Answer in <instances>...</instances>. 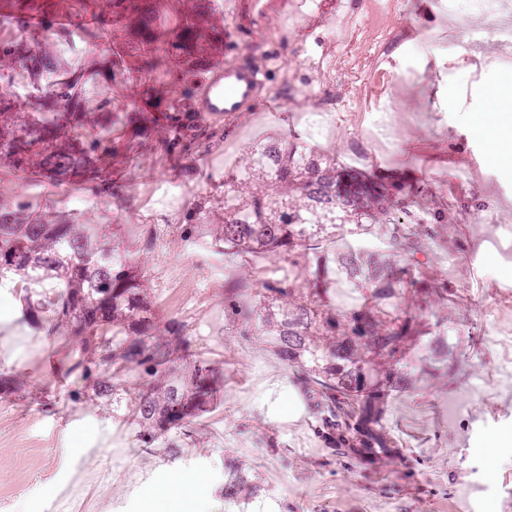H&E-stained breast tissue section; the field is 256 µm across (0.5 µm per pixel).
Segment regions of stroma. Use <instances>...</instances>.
I'll return each mask as SVG.
<instances>
[{
    "label": "stroma",
    "mask_w": 512,
    "mask_h": 512,
    "mask_svg": "<svg viewBox=\"0 0 512 512\" xmlns=\"http://www.w3.org/2000/svg\"><path fill=\"white\" fill-rule=\"evenodd\" d=\"M147 4L161 32L182 27L199 10V0ZM450 24L448 0H342L329 27L312 15L257 20L240 29L237 40L252 45L264 67L262 100L238 119L217 121L218 136L195 143L189 154L119 150L111 160L118 193L110 198L86 182L43 180L32 187L24 174L0 176V199L87 225L114 247L123 263L139 270L159 320L181 322L193 350L223 378L215 410L194 422L191 436L175 434L178 455L146 446L126 407L115 409L90 395L70 399L56 368L66 347L53 337L36 343L19 300L1 292L0 372L17 383L0 391V512H54L60 488L93 461L98 432L107 423L125 470L94 491L101 512H150L157 490L176 469L205 477L195 512H453L473 486L480 489L476 512H500L501 502L512 498V483L503 481L512 476V377L497 370L500 340L512 336V297L501 294L512 277H504L491 258L473 265L469 257L512 226V169L498 167L489 155L476 171L454 163L476 138L488 93L506 72L453 66L459 46L446 38ZM107 39L124 56L123 78H106L97 41L64 30L52 51L65 64L45 72L40 84L111 102L116 112L129 104L131 91L152 87L160 110L168 111L175 84L162 70L139 71L127 20H113ZM308 47L325 55L330 77L321 87L324 97L346 100V111H322L315 100L292 105L291 93L304 76L282 60ZM408 68L418 72L416 81H402ZM0 73L13 82L18 111H37L40 84L11 62L0 65ZM384 101L397 105L400 133L392 146L351 136L360 115ZM266 124L278 137L329 157L336 169H354L366 179L378 168L399 171L405 187H426L408 206L424 219L411 227L419 245L414 271L448 283L447 299L432 305L428 318L451 330L454 362L446 372L421 351L410 356L407 370L415 385L383 399L384 424L395 443L386 467L352 449L328 447L262 320L242 323L224 314L226 279L249 282L252 290L243 301L254 307L264 283L284 285L294 273L287 260L256 266L210 244L211 230L224 220V191L237 174L232 163L258 144L256 131ZM160 176L184 187L186 197L154 191ZM74 196L93 199L94 208L74 211ZM171 221L195 224L198 245H163L161 230ZM494 300L500 312L492 321L484 305ZM463 394L471 409L449 417V401ZM228 457L238 460L250 481L233 502L223 492Z\"/></svg>",
    "instance_id": "35a3bbf8"
}]
</instances>
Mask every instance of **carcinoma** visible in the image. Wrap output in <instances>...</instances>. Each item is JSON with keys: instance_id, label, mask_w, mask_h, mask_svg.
<instances>
[{"instance_id": "1", "label": "carcinoma", "mask_w": 512, "mask_h": 512, "mask_svg": "<svg viewBox=\"0 0 512 512\" xmlns=\"http://www.w3.org/2000/svg\"><path fill=\"white\" fill-rule=\"evenodd\" d=\"M93 0H72L76 15L90 14L105 27ZM17 12L31 18L48 12L34 0H10ZM0 54L19 59L32 74L57 68L61 60L48 48L34 52L23 44L6 46ZM196 57L176 51L165 59L167 75L181 80L193 71ZM43 112H18L11 97L0 95V161L11 171L35 180L43 176L59 184L88 182L100 196L114 194L107 160L112 155V123L132 129L129 150L147 144L142 132L158 131L157 143L171 154H187L200 138H212L214 127L194 112L152 111V95L114 116L108 105L87 111L76 92L46 89ZM261 189L238 198L239 210L224 211V223L211 235L220 250L246 253L255 259L288 258L298 269L286 287L263 284L272 305L263 321L281 360L298 369V386L316 415L319 430L339 434L344 442L362 437L365 448H389L380 399L383 389H407L413 380L400 366L407 346L417 342L433 358L449 363L448 337L434 333L417 313H395V301L409 291L427 302L447 294L448 283L424 282L401 270L378 250L357 247L336 256V294L371 290L372 305L348 303L331 308L322 302L321 278L307 279L295 249H314L326 225L349 207L360 210L355 224L381 225L393 249L413 262L418 246L402 222L388 193L363 187L355 178L340 181L336 168L294 146L270 145L263 151ZM14 283L24 320L51 330L67 328L65 340L79 351L62 362L69 379V396L80 399L86 389L101 400L114 395L112 380L131 373L142 379L131 398L139 436L148 444L165 440L177 454L178 445L166 436L184 431L215 403L213 364L191 354L183 326L169 320L156 331L150 302L141 282L113 257L112 249L94 243L83 224L35 221L21 208L0 200V286ZM248 284L224 283V311L249 320L254 310L241 305ZM247 477L239 465L224 463V499L235 501Z\"/></svg>"}]
</instances>
